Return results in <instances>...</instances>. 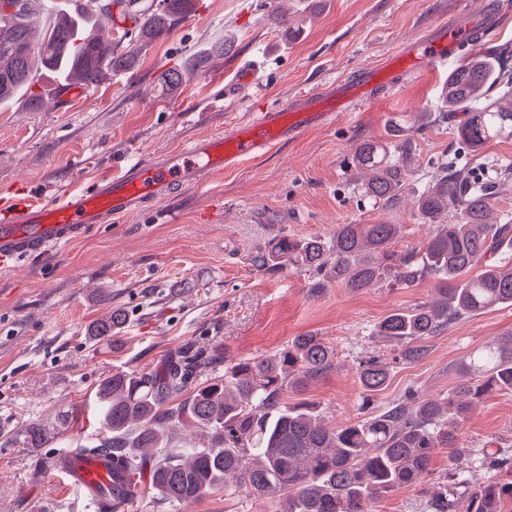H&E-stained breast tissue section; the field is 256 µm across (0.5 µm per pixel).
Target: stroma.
<instances>
[{
  "mask_svg": "<svg viewBox=\"0 0 512 512\" xmlns=\"http://www.w3.org/2000/svg\"><path fill=\"white\" fill-rule=\"evenodd\" d=\"M199 0L195 16L175 24L138 50L134 69L112 73L96 88L57 109L43 98L0 103V202L51 197L92 187L119 161L174 149L191 138L250 118L258 106L342 78L431 33L448 16L480 13L486 0ZM280 13L271 23V10ZM231 40L228 54L213 45ZM206 54L205 68L161 95L165 71ZM264 65L247 96L229 97L226 83L245 59ZM446 73H428L308 131L265 157L244 163L144 213L123 217L41 258L0 269V512H88L77 491L46 460L67 445L101 435L93 410L100 382L122 371H148L180 345H214L225 362L257 359L294 337H322L335 350L334 366L281 402L314 404L330 424L345 425L405 401L447 394L462 384L460 360L512 333V306L452 322L422 340V358H399V346L376 338L392 311L432 300L435 281L383 285L353 292L319 288L310 273L269 272L249 260L253 248L283 234L331 240L340 224H397V252L420 246L429 233L412 207L442 166L451 164L496 184L491 218L512 224V139L468 151L457 128L461 113L444 114ZM403 132L395 137L392 124ZM365 140L390 146L400 158L411 146L409 178L399 205L370 200L355 166ZM126 311L113 342L89 334L109 310ZM377 356L388 362L387 387L363 406L356 368ZM71 413L62 434L41 448L10 443L21 424ZM512 458V392L476 402L456 448L435 449L431 478L450 462L476 482L497 478L483 466L487 452ZM280 497L253 499L215 491L200 499L163 504L155 495L128 512H281Z\"/></svg>",
  "mask_w": 512,
  "mask_h": 512,
  "instance_id": "35a3bbf8",
  "label": "stroma"
}]
</instances>
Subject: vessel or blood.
Segmentation results:
<instances>
[{"instance_id":"vessel-or-blood-1","label":"vessel or blood","mask_w":512,"mask_h":512,"mask_svg":"<svg viewBox=\"0 0 512 512\" xmlns=\"http://www.w3.org/2000/svg\"><path fill=\"white\" fill-rule=\"evenodd\" d=\"M473 37L471 23L441 22L427 37L405 44L386 63L360 66L323 89L259 109L251 120L222 134L190 140L176 152L127 163L117 175L101 178L88 189L72 188L52 200L2 206L0 266L12 268L46 255L115 218L141 212L186 187L201 186L215 174L263 157L279 144L327 125L356 102L398 87L411 72L446 69L458 61L460 45ZM59 472L87 500L112 490V462L107 457L92 454L60 467Z\"/></svg>"}]
</instances>
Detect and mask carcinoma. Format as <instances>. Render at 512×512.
Here are the masks:
<instances>
[{
	"instance_id": "carcinoma-1",
	"label": "carcinoma",
	"mask_w": 512,
	"mask_h": 512,
	"mask_svg": "<svg viewBox=\"0 0 512 512\" xmlns=\"http://www.w3.org/2000/svg\"><path fill=\"white\" fill-rule=\"evenodd\" d=\"M13 0L14 11L0 16V101L31 88L40 64L59 68L84 88H94L114 70L133 68L137 57L91 34L89 21L66 9L33 42L30 19ZM119 26L122 37L153 42L189 16L195 0H159L138 15L137 0H97ZM503 50L464 60L448 74L442 103L464 111L461 139L477 152L488 142L512 138V102L501 104L487 92L502 78ZM357 166L370 172L367 196L396 203L411 171L389 158L388 147L367 140L356 149ZM494 187H478L453 169H445L413 201L418 216L432 226L424 247L397 253L391 249L398 224H339L330 242L319 237L274 238L252 252L260 270L312 272L315 287L331 283L360 291L385 282L411 286L433 278L437 297L396 310L377 326L376 336L404 344L402 358L416 361L423 349L415 342L434 336L455 319L491 307L512 306V266L491 262L497 250L512 247V224H490ZM456 222L444 223L448 213ZM126 322L114 309L98 319L91 338L110 342ZM217 348L187 345L146 372L115 373L97 389L96 409L106 435L69 447L73 455L101 449L112 457V495L135 500L153 493L162 501L201 498L218 489L228 495L280 496L282 512H373L381 499L403 488L430 496L433 512H501L512 500V482L473 483L452 463L443 488L429 490L433 450L455 448L472 404L493 391L512 390V334L459 363L470 382L443 397L408 400L345 426L325 423L309 405L278 408L287 389H306L332 369L334 350L322 338L296 337L288 348L224 368V374L200 380ZM357 374L370 396L390 378L387 362L369 357ZM58 423H31L21 429L33 448L60 433Z\"/></svg>"
}]
</instances>
